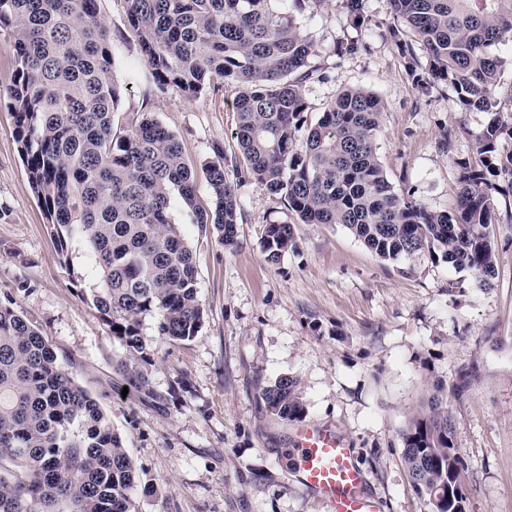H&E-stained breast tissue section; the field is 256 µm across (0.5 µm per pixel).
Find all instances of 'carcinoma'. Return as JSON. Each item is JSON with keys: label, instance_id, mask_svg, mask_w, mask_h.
I'll return each instance as SVG.
<instances>
[{"label": "carcinoma", "instance_id": "carcinoma-1", "mask_svg": "<svg viewBox=\"0 0 512 512\" xmlns=\"http://www.w3.org/2000/svg\"><path fill=\"white\" fill-rule=\"evenodd\" d=\"M99 0H0V30L16 57L9 91L28 178L60 260L80 265L71 283L88 297L123 349L115 371L128 390L161 401L139 364L143 320L169 342L192 340L204 309L191 248L173 201L226 247L237 243L239 204L224 151L204 168L210 208L196 203L197 172L175 135L143 113L122 134L113 110L120 86ZM127 20L161 91L197 99L214 79L237 89L234 138L246 174L288 203L304 224H340L391 262L426 255L469 270L486 287L495 275V193L512 190V113L494 96L512 44V0H390L389 36L425 90L416 37L431 76L450 84L461 111L491 114L472 134L454 205L433 211L398 193L376 140L385 107L371 90H342L315 122L306 83L319 68L314 45L287 0H124ZM291 224H267L262 248L277 262L295 247ZM272 414L306 415L299 381L283 376L263 393ZM410 486L431 512H466V496L439 495L465 470L448 403L434 395L401 431ZM141 474L109 413L62 365L24 313L0 305V512H135Z\"/></svg>", "mask_w": 512, "mask_h": 512}]
</instances>
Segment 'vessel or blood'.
Here are the masks:
<instances>
[{
	"label": "vessel or blood",
	"instance_id": "vessel-or-blood-1",
	"mask_svg": "<svg viewBox=\"0 0 512 512\" xmlns=\"http://www.w3.org/2000/svg\"><path fill=\"white\" fill-rule=\"evenodd\" d=\"M288 465L326 501L329 512H381L379 499L366 493L364 473L333 426H300Z\"/></svg>",
	"mask_w": 512,
	"mask_h": 512
}]
</instances>
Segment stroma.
I'll return each instance as SVG.
<instances>
[{
  "label": "stroma",
  "mask_w": 512,
  "mask_h": 512,
  "mask_svg": "<svg viewBox=\"0 0 512 512\" xmlns=\"http://www.w3.org/2000/svg\"><path fill=\"white\" fill-rule=\"evenodd\" d=\"M355 27L343 0L306 5L297 18L314 43L318 77L306 86L308 119L343 89L366 87L383 101L377 153L396 191L445 210L455 202L460 164L473 154L472 132L489 113L461 111L446 83L420 90L387 29L389 0H360ZM122 86L114 111L122 131L149 113L177 137L184 158L203 169L224 150L233 172L236 95L224 84L199 99L160 91L142 59L124 0H100ZM355 43L351 53L338 46ZM16 63L0 30V302L28 315L64 367L108 411L143 482L138 512H327L288 467L297 422L272 414L263 390L298 378L306 422L330 423L352 448L382 512H430L411 488L400 431L436 383L465 462L467 512H512V223L492 227L497 270L480 288L472 272L425 257L381 261L339 224H301L287 203L250 177L233 180L238 244L175 210L191 247L205 309L197 336L165 343L154 318L142 337L145 368L163 396L157 405L122 394L112 366L123 350L61 264L29 183L8 106ZM270 223L296 227V246L265 259Z\"/></svg>",
  "instance_id": "1"
}]
</instances>
